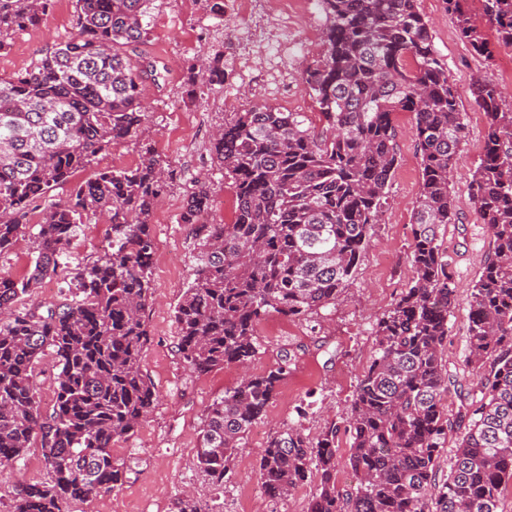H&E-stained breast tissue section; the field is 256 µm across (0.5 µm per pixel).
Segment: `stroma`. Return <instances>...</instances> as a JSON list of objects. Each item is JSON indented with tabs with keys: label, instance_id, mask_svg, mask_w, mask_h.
<instances>
[{
	"label": "stroma",
	"instance_id": "35a3bbf8",
	"mask_svg": "<svg viewBox=\"0 0 512 512\" xmlns=\"http://www.w3.org/2000/svg\"><path fill=\"white\" fill-rule=\"evenodd\" d=\"M428 20L433 43L448 68L466 114L467 137L453 179L462 221L449 225L443 246L452 262L459 303L449 318L444 359L448 372L468 385L474 378L465 365L467 354L468 299L472 287L492 251V241L468 199L466 182L482 154L484 115L474 104L469 87L475 75L496 82L508 91L504 109H512V76L502 58L507 47L491 43L490 56L475 53L461 36L455 15L443 0H417ZM246 22L225 8L212 14L205 0H156L149 40L142 45L145 59L156 61L155 74L146 75L149 95L147 120L138 136L116 142L100 154L90 170L77 180L102 169H130L141 159L142 144H151L169 174V186L159 197L153 215L155 260L151 268L153 302L145 316L151 340L142 355V369L152 381L158 403L137 433L115 443L112 453L123 461L126 475L117 488L87 501L70 502L67 512H176L175 502L193 491L202 505L214 512H307L313 484L295 489L287 499L273 500L261 489L259 454L270 436L291 424L317 436L332 419L344 418L371 354L373 323L408 288L412 270L408 262L412 243V215L421 185L420 159L416 151L413 117L394 116L398 129V165L389 186L382 221L373 228L356 277L335 306L311 318L295 321L279 335L268 329L280 319L265 315L257 326L261 343L249 362L253 374L276 366L282 352H291L288 378L269 403L262 421L254 425L234 460L224 485L211 484L196 466L199 433L213 400L234 385L242 371L229 366L206 374L185 369L177 355L174 310L193 279L196 247L202 235L199 225L185 224L181 214L197 182L209 183L212 196L205 222H230L234 192L224 172L212 159L211 136L228 113L271 105L286 112H302L315 118L317 105L302 80L304 67L321 59L310 54L271 52L240 68L243 46L238 38ZM76 0H55L39 26L12 34L7 49L0 51V77L8 78L31 69L55 44L77 31ZM222 54L227 80L223 88L198 81L188 87L189 64ZM288 70L290 84L281 88L276 76ZM309 404L306 417H298L300 404ZM47 470L39 447L11 468H0V502H9L20 479L40 480Z\"/></svg>",
	"mask_w": 512,
	"mask_h": 512
}]
</instances>
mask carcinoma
Masks as SVG:
<instances>
[{"instance_id":"carcinoma-1","label":"carcinoma","mask_w":512,"mask_h":512,"mask_svg":"<svg viewBox=\"0 0 512 512\" xmlns=\"http://www.w3.org/2000/svg\"><path fill=\"white\" fill-rule=\"evenodd\" d=\"M54 0H0L4 37L39 25ZM155 0H76L78 30L23 74L0 78V255L29 227L33 257L23 277L0 271V467L39 444L48 477L19 484L7 512H64L125 477L112 444L126 441L156 406L142 371L150 341L154 207L166 188L151 146L135 168L97 171L66 198L70 183L112 143L138 134L144 75L128 49L147 42ZM478 54L488 41L468 0H444ZM324 55L303 80L322 129L299 112L262 106L232 112L211 152L231 182L229 224L207 226L194 279L175 310L177 353L202 374L245 365L258 353L257 324L276 312L306 318L336 305L355 278L379 223L398 163L393 116H414L422 182L408 261L411 284L372 327V355L342 423L311 439L288 426L259 458L263 488L286 498L316 479L309 512H499L512 483V111L502 88L476 78L471 95L485 117L483 156L466 191L486 225L493 257L469 300L468 364L475 390L460 389L464 432L448 477L438 460L453 424L442 399L453 384L443 360L458 297L447 225L458 222L451 175L466 113L436 51L417 0H320ZM498 43L512 47V0H482ZM224 85L221 55L188 68ZM211 188L201 182L181 219L201 224ZM45 202L36 224L30 206ZM103 214L111 245L91 260L61 261L83 219ZM68 290L55 303L17 307L47 278ZM52 357L51 410L41 407L35 368ZM290 373L280 356L265 374L245 375L208 407L196 452L199 470L224 484L242 440ZM348 436L354 487L336 483V443Z\"/></svg>"}]
</instances>
